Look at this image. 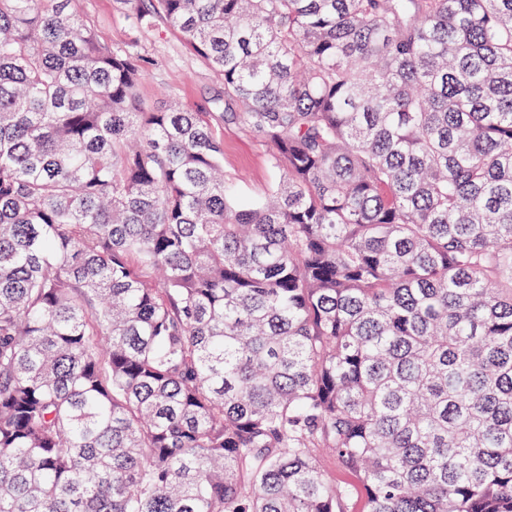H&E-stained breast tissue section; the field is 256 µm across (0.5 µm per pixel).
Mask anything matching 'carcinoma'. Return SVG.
<instances>
[{"mask_svg": "<svg viewBox=\"0 0 512 512\" xmlns=\"http://www.w3.org/2000/svg\"><path fill=\"white\" fill-rule=\"evenodd\" d=\"M121 3L222 91L0 0V512H512V0ZM213 129L224 140V175L237 197L257 198L279 181L280 173L269 164L265 142L222 121H213Z\"/></svg>", "mask_w": 512, "mask_h": 512, "instance_id": "cac0c4a2", "label": "carcinoma"}]
</instances>
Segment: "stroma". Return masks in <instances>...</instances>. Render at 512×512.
<instances>
[{
	"instance_id": "obj_1",
	"label": "stroma",
	"mask_w": 512,
	"mask_h": 512,
	"mask_svg": "<svg viewBox=\"0 0 512 512\" xmlns=\"http://www.w3.org/2000/svg\"><path fill=\"white\" fill-rule=\"evenodd\" d=\"M78 10L84 23L111 40L114 47L139 51L152 59L153 66L139 89L148 107H162L174 98L192 110L208 111L221 84L186 49L179 34L163 24L139 28L129 7L119 0H79ZM213 129L224 140V174L237 197L257 198L279 181V172L269 164L265 142L220 121L214 122Z\"/></svg>"
}]
</instances>
